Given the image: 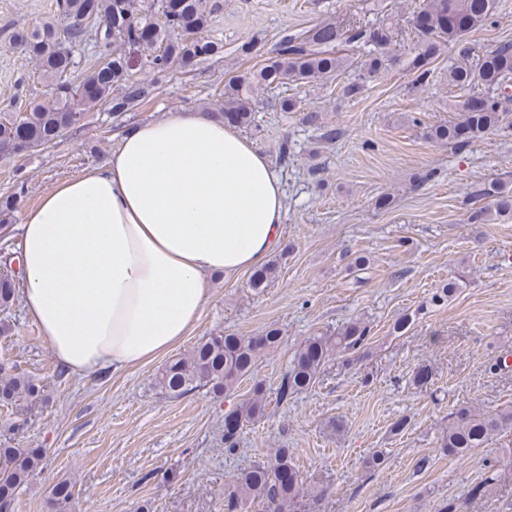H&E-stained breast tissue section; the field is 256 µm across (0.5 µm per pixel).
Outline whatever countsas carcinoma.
<instances>
[{
  "label": "carcinoma",
  "mask_w": 512,
  "mask_h": 512,
  "mask_svg": "<svg viewBox=\"0 0 512 512\" xmlns=\"http://www.w3.org/2000/svg\"><path fill=\"white\" fill-rule=\"evenodd\" d=\"M58 7L63 23L44 21L12 37L13 44L35 60L49 82L50 92L46 100L30 104L21 117L0 122V153L17 154L51 143L99 105L107 104L113 112H131L163 82L174 63L200 62L223 52L222 45L204 36L211 13L217 9L209 0H177V6L161 18L153 17V5L144 7L137 0H58ZM496 8V0H428L413 17L419 45L408 68L416 79L426 81L430 76L429 60L440 47L459 42L484 25ZM84 41L94 43L98 55L83 83L75 85L66 79L75 66L71 46ZM343 43L365 49L363 65L368 72L376 73L386 65L391 30L382 24L344 31L326 23L310 32L286 36L262 67L228 80L224 101L212 113L237 127L248 125L259 89L274 84L301 86L348 69L349 58L337 50ZM139 55L151 68L148 82L131 79L132 62ZM511 77V43L493 48L475 64L462 54L448 70V84L463 90L477 86L479 92L462 104L459 121L435 127L432 136L462 150L497 128L505 112L503 104L512 100L502 91L503 83ZM282 107L302 113V122L322 129L325 141L333 142L341 136L340 130L324 127L320 113L305 111L297 98L282 99ZM472 199L490 201V205L472 211L470 221L474 223L486 220L493 212L512 213V189L502 180L479 185ZM276 270L273 261L256 269L249 286L255 290L267 287ZM15 299L14 276L9 271L1 273L0 309H9ZM369 335L368 326L351 322L334 336L309 338L296 351L277 400L285 402L289 396L312 387L333 355L346 353L359 358ZM279 339L276 329L258 337L231 333L210 336L198 342L188 355L172 358L161 366L157 384L174 397L204 388L221 395L250 371L260 351L275 347ZM41 391L29 377L0 365L1 403L31 404ZM265 406L266 390L258 382L251 397L224 416V452L236 451L239 431L262 416ZM506 429H512V410L480 414L461 407L450 413L440 450L461 458ZM41 462L42 457L28 448L0 445V512H12L19 489L30 481ZM325 494V488L306 483L291 450L279 448L268 460L241 471L228 483L224 488V512H246L250 504L259 506L260 512H297L304 504L316 505ZM71 499V482L58 481L52 490L55 512H68Z\"/></svg>",
  "instance_id": "obj_1"
}]
</instances>
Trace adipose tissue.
<instances>
[{
  "label": "adipose tissue",
  "mask_w": 512,
  "mask_h": 512,
  "mask_svg": "<svg viewBox=\"0 0 512 512\" xmlns=\"http://www.w3.org/2000/svg\"><path fill=\"white\" fill-rule=\"evenodd\" d=\"M284 207L269 158L223 122L179 111L134 125L105 164L25 212V313L67 370L155 360L188 335L207 274L263 264Z\"/></svg>",
  "instance_id": "obj_1"
}]
</instances>
